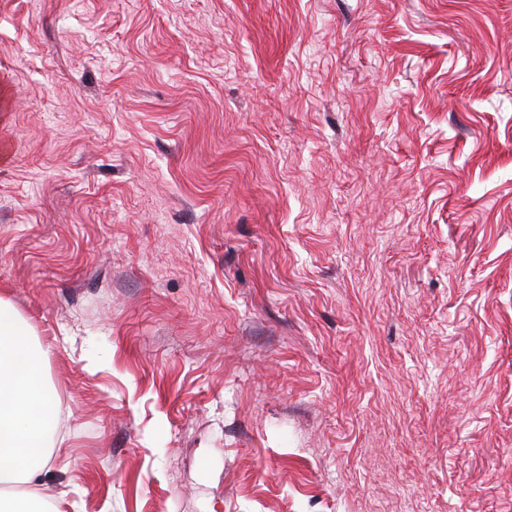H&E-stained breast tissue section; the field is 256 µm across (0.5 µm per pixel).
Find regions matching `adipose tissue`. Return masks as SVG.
<instances>
[{
	"label": "adipose tissue",
	"instance_id": "adipose-tissue-1",
	"mask_svg": "<svg viewBox=\"0 0 512 512\" xmlns=\"http://www.w3.org/2000/svg\"><path fill=\"white\" fill-rule=\"evenodd\" d=\"M31 324L0 296V512H45L33 483L50 466L60 404Z\"/></svg>",
	"mask_w": 512,
	"mask_h": 512
}]
</instances>
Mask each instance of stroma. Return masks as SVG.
Wrapping results in <instances>:
<instances>
[{"label": "stroma", "instance_id": "1", "mask_svg": "<svg viewBox=\"0 0 512 512\" xmlns=\"http://www.w3.org/2000/svg\"><path fill=\"white\" fill-rule=\"evenodd\" d=\"M0 295L58 512H512V0H0Z\"/></svg>", "mask_w": 512, "mask_h": 512}]
</instances>
